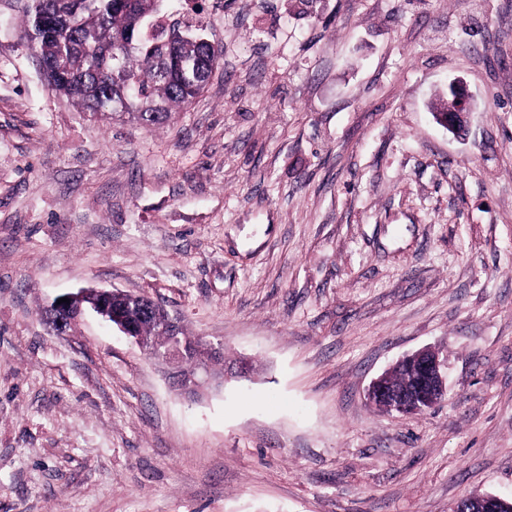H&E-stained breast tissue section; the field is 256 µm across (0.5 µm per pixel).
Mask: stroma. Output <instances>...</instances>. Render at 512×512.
<instances>
[{
  "label": "stroma",
  "instance_id": "1",
  "mask_svg": "<svg viewBox=\"0 0 512 512\" xmlns=\"http://www.w3.org/2000/svg\"><path fill=\"white\" fill-rule=\"evenodd\" d=\"M0 0V512H453L512 497V0H174L223 56L152 128L57 94ZM463 80L458 137L433 107ZM83 288L249 378L187 399ZM422 348L447 396L369 405ZM97 296L94 300H89L90 293H82L81 291L75 294H68L57 298L47 309L54 313L56 316L54 322L49 323L57 330H65L66 322H70L69 316H76V320L81 318L85 307H90L98 315L106 321L112 323L122 333L134 339L139 344L137 336V327L122 315L112 311L109 305V298L112 294L111 291H96ZM66 297L70 299V303L57 304V300ZM111 304L113 310H121L128 314H135L140 306L138 300L128 295L112 294Z\"/></svg>",
  "mask_w": 512,
  "mask_h": 512
}]
</instances>
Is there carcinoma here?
Segmentation results:
<instances>
[{
	"label": "carcinoma",
	"instance_id": "obj_1",
	"mask_svg": "<svg viewBox=\"0 0 512 512\" xmlns=\"http://www.w3.org/2000/svg\"><path fill=\"white\" fill-rule=\"evenodd\" d=\"M166 0H29L21 35L33 54L60 61L66 70L42 73L48 85L96 120L130 117L146 126L166 123L171 114L187 109L201 94L222 50L198 41L178 22L163 19ZM50 16L54 27L42 28ZM127 96L132 111L109 112L112 98ZM112 308L136 313L138 300L123 294L111 297ZM148 349L164 347L172 336L164 319L151 314L138 324ZM186 343L185 370L207 359L224 361V352L209 356L199 339L178 329ZM414 375L406 364L394 368L388 382L407 390Z\"/></svg>",
	"mask_w": 512,
	"mask_h": 512
}]
</instances>
